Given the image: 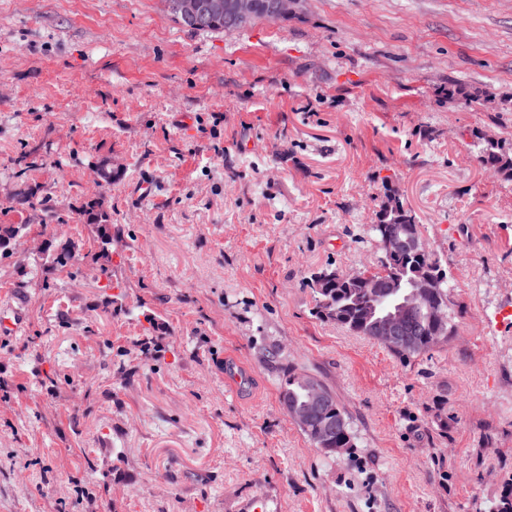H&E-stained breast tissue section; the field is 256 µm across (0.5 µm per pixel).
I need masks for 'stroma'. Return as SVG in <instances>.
<instances>
[{
	"label": "stroma",
	"instance_id": "obj_1",
	"mask_svg": "<svg viewBox=\"0 0 512 512\" xmlns=\"http://www.w3.org/2000/svg\"><path fill=\"white\" fill-rule=\"evenodd\" d=\"M512 0H0V512H490L512 497ZM114 172L101 181L100 165ZM450 281L402 361L316 318L389 193ZM27 204H19V197ZM103 214L102 246L87 211ZM71 248L67 267L52 258ZM315 375L325 456L263 351ZM296 0H168L172 16L190 30H230L245 27L256 20L277 21L288 17ZM219 17L208 29L212 19ZM208 29V30H205ZM479 160L484 166L497 170L507 179H512V157L497 151L495 147L487 148L479 156ZM271 363L274 364L276 369L282 373V384L280 391V401L282 406L292 407L302 403L304 397L303 381L305 378L312 379L320 384L328 394L316 383L304 381L306 390V401L299 408H290L285 410L289 416L299 425L302 429L308 432L312 440L318 443L320 447L334 446L335 448H321V449H334L336 454L341 455L348 450L350 444L348 434L353 433L350 426V421L347 413L336 401L334 394L331 389L320 379L313 375L298 373L297 370L292 367L285 365L280 360V353L274 348H270L267 351ZM267 353L264 355L265 360H268ZM332 401V403H331ZM333 405L334 409L330 410V416H336V418H326L327 409ZM336 411L340 414L345 422V428L343 432L344 446L343 448H337L342 437V426L343 420L341 417L336 415Z\"/></svg>",
	"mask_w": 512,
	"mask_h": 512
}]
</instances>
